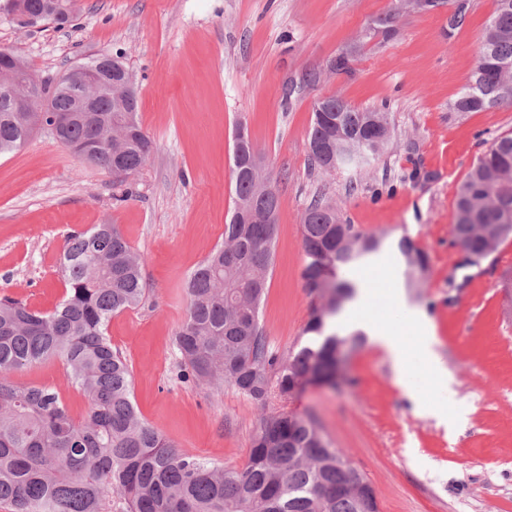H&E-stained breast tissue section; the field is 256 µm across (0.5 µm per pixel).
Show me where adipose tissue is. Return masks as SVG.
<instances>
[{
  "label": "adipose tissue",
  "instance_id": "obj_1",
  "mask_svg": "<svg viewBox=\"0 0 512 512\" xmlns=\"http://www.w3.org/2000/svg\"><path fill=\"white\" fill-rule=\"evenodd\" d=\"M370 296L361 293L353 305L354 313L348 320L352 330L364 332L387 354L398 371V382L407 394H414L415 386L410 379L409 364L417 362L426 375L432 379L440 390L452 389V379L442 366L434 349L431 321L422 310L403 306V316L417 337L414 347H406L399 328L373 317L369 311Z\"/></svg>",
  "mask_w": 512,
  "mask_h": 512
}]
</instances>
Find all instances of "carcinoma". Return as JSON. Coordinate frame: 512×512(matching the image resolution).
Listing matches in <instances>:
<instances>
[{"instance_id":"carcinoma-1","label":"carcinoma","mask_w":512,"mask_h":512,"mask_svg":"<svg viewBox=\"0 0 512 512\" xmlns=\"http://www.w3.org/2000/svg\"><path fill=\"white\" fill-rule=\"evenodd\" d=\"M448 4V34L467 21L469 7ZM83 58L55 79L44 80L43 101L54 112L73 108L67 73L93 63ZM512 82V0H496L470 76L453 105L456 112L497 106V87ZM307 139L310 165L322 171L357 170L378 161L391 139L389 113L348 108L336 94L315 101ZM107 99L93 122L76 117L62 141L108 136L116 127L125 146L117 156L90 158L118 177L146 163L151 140L138 121L139 100L128 112H111ZM38 113L11 112L0 98V156L20 149L40 130ZM242 125L233 138V216L224 243L189 275L187 314L176 331L180 378L197 387L227 384L265 406L271 395L289 397L314 381L334 384L336 350L356 349L360 333L329 330L355 296L346 272L377 252L384 234L360 230L319 198L301 218L306 263L304 287L312 297L299 349L269 350L261 304L274 264L279 211L272 176L256 184L242 170L251 154ZM453 243L480 261L512 239V134L494 139L461 184ZM398 249L409 288L422 287L428 257L411 239ZM61 273L66 293L51 312L0 297V505L9 512H379L375 489L333 447L312 418L280 412L262 417L246 465L228 468L179 451L138 413L131 369L112 347V316L137 307L147 291L142 265L114 224L66 236ZM57 359L88 411L74 419L51 386L16 382L13 374Z\"/></svg>"}]
</instances>
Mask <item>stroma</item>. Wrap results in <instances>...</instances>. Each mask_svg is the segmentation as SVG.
<instances>
[{
  "label": "stroma",
  "mask_w": 512,
  "mask_h": 512,
  "mask_svg": "<svg viewBox=\"0 0 512 512\" xmlns=\"http://www.w3.org/2000/svg\"><path fill=\"white\" fill-rule=\"evenodd\" d=\"M392 0H80L68 26H21L0 13V47L42 77L81 58L123 52L135 79L139 121L152 142L145 166L124 181L37 132L0 158V296L49 312L65 295L64 238L109 222L140 257L148 291L112 318L108 336L132 370L141 416L182 452L243 466L265 413L314 417L376 491L379 512H512V302L502 287L512 240L464 263L449 230L458 188L496 136L512 132V107L456 112L480 37L496 8L476 0L467 24L447 33L444 15L405 13L392 40L365 38ZM353 76L325 75L316 89L285 91L353 43ZM340 94L357 108H386L387 153L373 166L311 168L307 138L316 98ZM246 122L280 197L274 268L261 307L270 349L295 350L311 297L302 280L301 216L318 198L366 232L408 235L425 251V282L406 288L401 257L376 256L373 312L392 314L394 294L423 310L453 379L445 397L423 374L431 406L461 411L455 430L421 415L395 381L383 350L364 342L339 389L310 386L260 408L224 387L176 377L175 334L187 312L184 283L224 241L234 207L233 135ZM55 387L74 417L87 402L51 360L15 375Z\"/></svg>",
  "instance_id": "obj_1"
}]
</instances>
